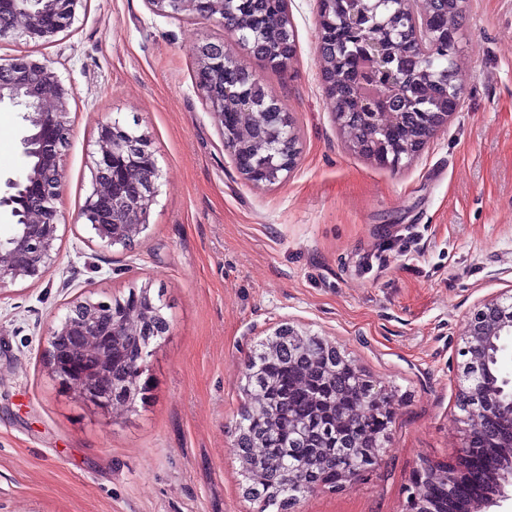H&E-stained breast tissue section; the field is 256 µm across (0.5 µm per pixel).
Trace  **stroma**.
<instances>
[{
    "instance_id": "35a3bbf8",
    "label": "stroma",
    "mask_w": 512,
    "mask_h": 512,
    "mask_svg": "<svg viewBox=\"0 0 512 512\" xmlns=\"http://www.w3.org/2000/svg\"><path fill=\"white\" fill-rule=\"evenodd\" d=\"M317 0H288L287 70L237 51L281 99L297 166L245 179L195 88L199 43L221 23L146 0H84L45 43L0 56L48 61L68 88L71 135L55 263L0 288V512H256L236 455L248 359L279 328L321 337L383 389L391 423L376 469L290 512H406L425 464L452 468L461 332L512 290V0H466L454 55L460 106L405 166L353 151L318 80ZM24 112L0 103V195L23 165ZM146 133L160 170L146 229L103 247L79 213L100 123ZM161 296L169 331L139 393L104 411L64 386L44 338L70 304L130 288Z\"/></svg>"
}]
</instances>
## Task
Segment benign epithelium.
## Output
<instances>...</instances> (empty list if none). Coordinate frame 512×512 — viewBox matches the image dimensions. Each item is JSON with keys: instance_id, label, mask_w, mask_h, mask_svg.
<instances>
[{"instance_id": "obj_1", "label": "benign epithelium", "mask_w": 512, "mask_h": 512, "mask_svg": "<svg viewBox=\"0 0 512 512\" xmlns=\"http://www.w3.org/2000/svg\"><path fill=\"white\" fill-rule=\"evenodd\" d=\"M27 0H0V37L17 40L50 42L69 28L82 0H37L34 9L24 8ZM152 10L170 17L192 13L202 18L224 21V0H147ZM375 7L396 8L414 34L420 53L412 58V69L426 79L436 75L430 64V51L448 56L453 66L456 45L440 42L435 32L414 11L412 0H374ZM368 29L360 37L364 67L382 76L379 84L386 92L369 99L383 107L394 106L406 99L395 73L385 67L387 44ZM203 58L195 85L204 103L219 121L224 144L245 137L241 113L224 111V99L234 96L227 82L212 81V75L230 71L228 55L221 43L199 45ZM24 97L28 107L23 118L30 134L24 136V168L8 181L13 193L0 196V208L20 216L21 223L12 224L10 234L0 238V286L6 280L45 278L53 263L52 250L57 239L59 211L65 168L64 156L70 135L68 91L46 62L28 54L12 58L0 57V102H16ZM371 145L374 154L384 156L394 150L393 125L406 113L396 112L390 119L382 113H371ZM90 170L93 190L81 211L101 242L105 245L128 244L134 235L146 228L151 205L158 194L160 178L151 142L147 135L132 134L118 124L105 122L98 127L96 150L91 155ZM132 306L118 302L78 301L70 306L60 324L46 336L47 361L62 381L78 388L83 398L103 410L127 404L128 392L116 393V387L143 373L147 349L137 354L125 368L112 365V345L123 336H163L170 328L161 322L156 328L141 327V317L131 315ZM467 361L462 366L457 399L466 405L460 417L463 448L470 446L473 435L494 418H512V380L502 370L487 369L488 360L500 362L499 355L512 338V294H499L482 299L468 317L464 328ZM365 399L381 407L385 418L391 417L383 390L362 380ZM498 453L486 459L485 467L469 472L470 480L484 486V494L468 505V512H490L512 498V433L500 438ZM424 473L433 483L448 489V497H464L468 490L459 485L452 470L444 471L428 465Z\"/></svg>"}]
</instances>
